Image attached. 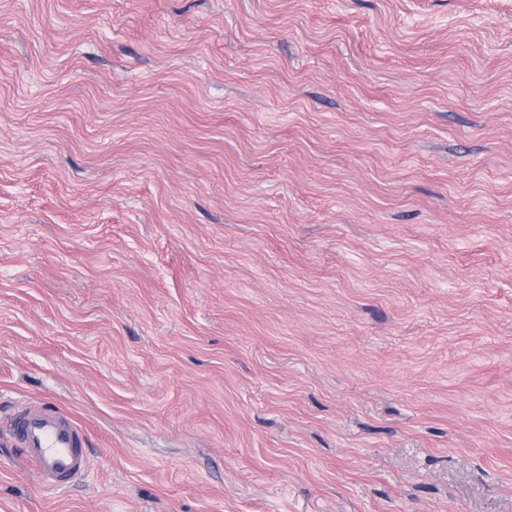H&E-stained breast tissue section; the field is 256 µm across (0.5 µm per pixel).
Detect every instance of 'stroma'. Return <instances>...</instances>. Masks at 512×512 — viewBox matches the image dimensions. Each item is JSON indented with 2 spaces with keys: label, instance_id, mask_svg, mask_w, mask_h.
<instances>
[{
  "label": "stroma",
  "instance_id": "obj_1",
  "mask_svg": "<svg viewBox=\"0 0 512 512\" xmlns=\"http://www.w3.org/2000/svg\"><path fill=\"white\" fill-rule=\"evenodd\" d=\"M0 512H512V0H0ZM13 432L42 483L60 486L83 470L82 427L73 417L31 405L18 416Z\"/></svg>",
  "mask_w": 512,
  "mask_h": 512
}]
</instances>
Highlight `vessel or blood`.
<instances>
[{"label":"vessel or blood","instance_id":"obj_1","mask_svg":"<svg viewBox=\"0 0 512 512\" xmlns=\"http://www.w3.org/2000/svg\"><path fill=\"white\" fill-rule=\"evenodd\" d=\"M13 432L42 483L60 486L83 470L82 427L73 417L31 405L18 416Z\"/></svg>","mask_w":512,"mask_h":512}]
</instances>
